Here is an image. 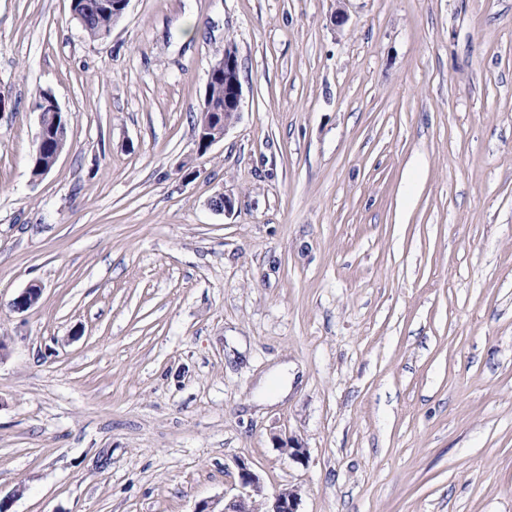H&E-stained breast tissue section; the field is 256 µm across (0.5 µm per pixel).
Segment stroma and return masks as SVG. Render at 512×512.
I'll use <instances>...</instances> for the list:
<instances>
[{"instance_id":"35a3bbf8","label":"stroma","mask_w":512,"mask_h":512,"mask_svg":"<svg viewBox=\"0 0 512 512\" xmlns=\"http://www.w3.org/2000/svg\"><path fill=\"white\" fill-rule=\"evenodd\" d=\"M0 341L9 512H512V0H0ZM77 0L73 9H77L84 20L83 30L93 40H102L109 36L112 30L113 22H117L124 17L128 9L130 0ZM112 8V11L96 9L94 6ZM113 20V21H112ZM214 77L224 79L213 80ZM208 78L210 82V101L213 103L215 112H212V104L209 102L208 85L207 92L201 106L200 119L202 127L208 133L207 143H213L224 138L227 131L234 125L238 118L242 100V86L239 78V61L237 51L233 45L224 47V51L217 54L209 65ZM224 112L223 128L211 129L209 122L214 123L215 118L210 116ZM42 107H37L36 105H32V111L34 112H40V129L37 136V141L42 143L47 136V129L49 130V137L46 141L42 143V145L39 148L40 153L46 157L52 153H54L57 150H60L63 152V150L66 147L67 144V133L65 136L61 135V131L59 132V129L61 126H65L63 128L66 131V123L64 120V117L61 114L54 113L51 114L50 112H62L60 107L58 106L55 98L49 94L48 99H43L40 101ZM45 114V119L43 121V116ZM45 123V124H44ZM46 125V126H45ZM58 151L55 153L51 159V162L49 164V168L52 165H55L57 160L59 159L61 152ZM238 492L230 499H224L221 512H300V497L296 489H283L273 496L270 503L262 501L263 482L261 477L244 461L237 463ZM260 497L261 500H257ZM266 510H261L262 506Z\"/></svg>"}]
</instances>
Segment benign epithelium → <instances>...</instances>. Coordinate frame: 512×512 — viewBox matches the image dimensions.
Here are the masks:
<instances>
[{"label": "benign epithelium", "mask_w": 512, "mask_h": 512, "mask_svg": "<svg viewBox=\"0 0 512 512\" xmlns=\"http://www.w3.org/2000/svg\"><path fill=\"white\" fill-rule=\"evenodd\" d=\"M224 78V125L223 128L212 129L209 126L213 115L209 97H204L200 119L207 132V143L213 144L224 138L227 131L238 118L242 100V86L239 78V61L234 46L227 45L224 51L216 55L209 65L208 78ZM41 289L30 287L23 291L13 302L16 311H26L40 298ZM282 449L292 460L304 463L308 459L307 448L299 441L290 439ZM238 492L224 501L220 512H299L300 497L295 489H283L273 496L270 503L261 500L263 482L261 477L243 461L237 463Z\"/></svg>", "instance_id": "1"}]
</instances>
